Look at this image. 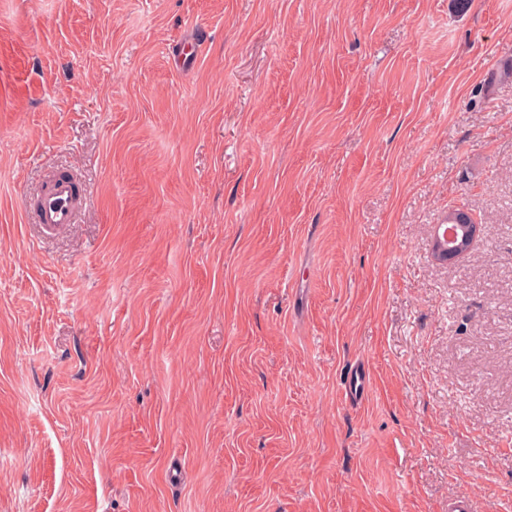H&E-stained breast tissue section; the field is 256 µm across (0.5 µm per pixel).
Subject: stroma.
<instances>
[{
    "instance_id": "1",
    "label": "stroma",
    "mask_w": 512,
    "mask_h": 512,
    "mask_svg": "<svg viewBox=\"0 0 512 512\" xmlns=\"http://www.w3.org/2000/svg\"><path fill=\"white\" fill-rule=\"evenodd\" d=\"M458 497L512 512V0H0V512ZM85 203L76 185L67 178L56 179L36 207V223L45 232H52L60 225L73 224L79 207ZM448 213L453 214L457 217L456 224H451L450 226H460L463 228V231L461 235H456L454 230L449 229V231H447V237L445 242L444 238L441 239L439 237V227L433 242V254L435 260L436 249H440L442 247L446 249L445 251L446 257L448 255V261H451V259L456 258L457 256L463 255L471 248V246L473 245L474 241L476 240L480 233V224H476V222L473 220V218L467 211L463 209H455Z\"/></svg>"
}]
</instances>
